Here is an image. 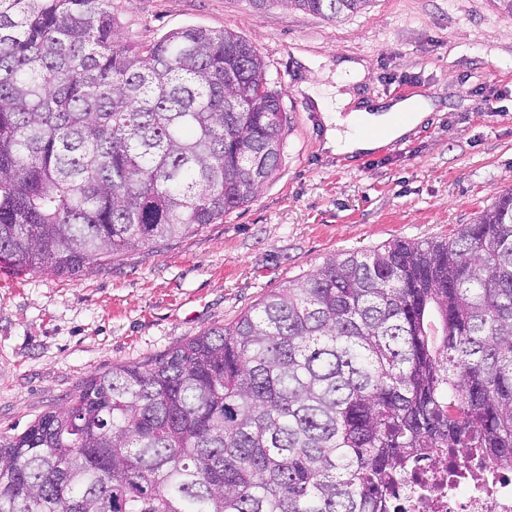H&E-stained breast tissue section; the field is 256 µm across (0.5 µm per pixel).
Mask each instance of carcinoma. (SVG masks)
I'll use <instances>...</instances> for the list:
<instances>
[{"instance_id": "1", "label": "carcinoma", "mask_w": 512, "mask_h": 512, "mask_svg": "<svg viewBox=\"0 0 512 512\" xmlns=\"http://www.w3.org/2000/svg\"><path fill=\"white\" fill-rule=\"evenodd\" d=\"M333 20L372 0H250ZM110 0H0V262L76 277L251 200L288 116L256 48L122 42ZM512 466V189L338 252L234 322L0 432V512H391L412 461Z\"/></svg>"}]
</instances>
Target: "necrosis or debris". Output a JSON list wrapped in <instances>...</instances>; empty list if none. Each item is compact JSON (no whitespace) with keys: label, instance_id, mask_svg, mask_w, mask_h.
<instances>
[{"label":"necrosis or debris","instance_id":"obj_1","mask_svg":"<svg viewBox=\"0 0 512 512\" xmlns=\"http://www.w3.org/2000/svg\"><path fill=\"white\" fill-rule=\"evenodd\" d=\"M393 512H512V467L472 449L422 457L390 490Z\"/></svg>","mask_w":512,"mask_h":512}]
</instances>
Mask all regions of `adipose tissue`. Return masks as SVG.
<instances>
[{
  "instance_id": "ef3b65f1",
  "label": "adipose tissue",
  "mask_w": 512,
  "mask_h": 512,
  "mask_svg": "<svg viewBox=\"0 0 512 512\" xmlns=\"http://www.w3.org/2000/svg\"><path fill=\"white\" fill-rule=\"evenodd\" d=\"M314 102L328 126L324 147L336 155L373 151L401 139L430 113L429 104L419 97L391 102L380 113L353 107L352 95L339 91L316 96Z\"/></svg>"
}]
</instances>
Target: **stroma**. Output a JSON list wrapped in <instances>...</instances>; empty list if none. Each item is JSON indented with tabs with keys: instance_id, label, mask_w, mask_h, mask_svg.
Returning a JSON list of instances; mask_svg holds the SVG:
<instances>
[{
	"instance_id": "35a3bbf8",
	"label": "stroma",
	"mask_w": 512,
	"mask_h": 512,
	"mask_svg": "<svg viewBox=\"0 0 512 512\" xmlns=\"http://www.w3.org/2000/svg\"><path fill=\"white\" fill-rule=\"evenodd\" d=\"M111 10L130 42L199 26L255 46L288 115L282 161L216 223L80 277L0 264V431L64 407L92 374L233 322L334 253L451 236L512 187V14L490 0H372L333 22L250 0H112ZM337 83L359 108L406 89L433 111L406 138L335 155L303 87Z\"/></svg>"
}]
</instances>
